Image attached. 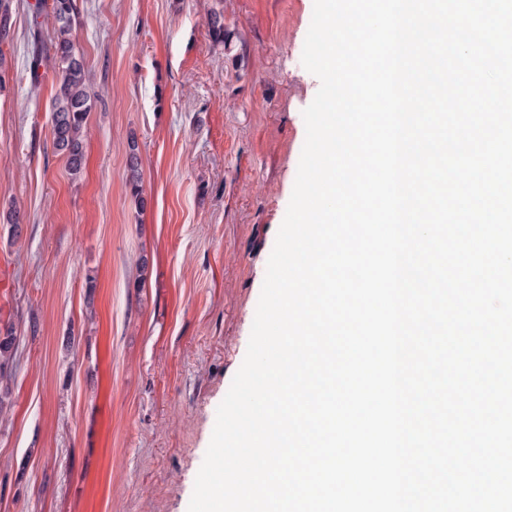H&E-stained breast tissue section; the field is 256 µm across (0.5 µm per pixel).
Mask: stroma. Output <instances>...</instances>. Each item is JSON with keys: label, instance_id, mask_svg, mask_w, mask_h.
<instances>
[{"label": "stroma", "instance_id": "1", "mask_svg": "<svg viewBox=\"0 0 512 512\" xmlns=\"http://www.w3.org/2000/svg\"><path fill=\"white\" fill-rule=\"evenodd\" d=\"M28 2L0 97V329L19 338L0 512H188L320 87L302 64L313 2L224 0V49L214 0H77L94 106L75 182L52 143L55 61L28 63L52 25ZM208 36L214 46L227 49L231 44L232 34L224 27V12L218 7L210 11L207 19ZM138 146L135 141H131L129 145V154L127 159V176H126V187L128 189L131 200L135 207L143 209L145 206V198L143 196L140 177H139V157H138Z\"/></svg>", "mask_w": 512, "mask_h": 512}]
</instances>
